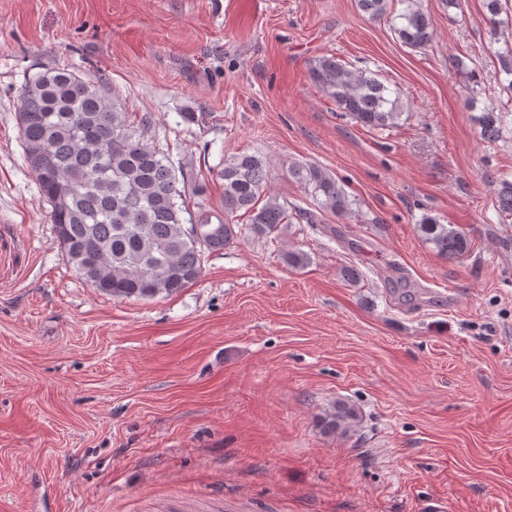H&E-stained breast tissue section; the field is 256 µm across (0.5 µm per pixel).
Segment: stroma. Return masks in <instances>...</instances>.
<instances>
[{"label":"stroma","mask_w":512,"mask_h":512,"mask_svg":"<svg viewBox=\"0 0 512 512\" xmlns=\"http://www.w3.org/2000/svg\"><path fill=\"white\" fill-rule=\"evenodd\" d=\"M409 9L426 48L394 33ZM499 20L483 0L374 19L356 0H0V512H512V0ZM322 55L389 83L398 125L337 111L310 78ZM43 67L105 79L211 214L220 162L256 152L288 202L314 206L288 175L307 161L359 214L241 223L178 293L98 292L23 161L18 97ZM427 214L469 251L441 256ZM339 399L360 412L344 435L319 423ZM404 23L395 28L398 39L414 49H422L431 41L432 20L419 10L409 9L400 15Z\"/></svg>","instance_id":"35a3bbf8"}]
</instances>
